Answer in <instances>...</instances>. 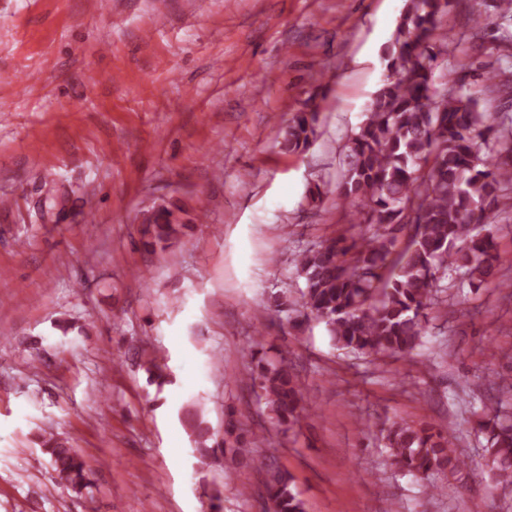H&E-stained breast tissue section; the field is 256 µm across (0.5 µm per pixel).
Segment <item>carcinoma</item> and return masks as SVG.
I'll return each mask as SVG.
<instances>
[{"mask_svg":"<svg viewBox=\"0 0 512 512\" xmlns=\"http://www.w3.org/2000/svg\"><path fill=\"white\" fill-rule=\"evenodd\" d=\"M443 13L442 0H407L383 50L391 74L345 146L339 179L307 187L312 203L336 194L366 232L342 233L325 246L297 252L294 263L305 288L291 304L275 300L278 311L297 313L294 327L322 322L338 348L360 357L411 353L422 343L439 293L458 278L474 288L512 287L500 274L493 231L497 213L512 210V115L504 112L493 123L484 99L463 78H448ZM315 120L314 112L297 114L285 130V150L307 149ZM147 227L166 244L184 225L163 208ZM401 232L407 240L399 251ZM251 379L279 423L298 421L304 395L288 360L261 366ZM476 428L487 438L499 481L512 485V421L485 412ZM224 433L237 444L264 443L259 434H245L231 413ZM192 436L199 453L224 448L222 441L208 445L213 434L200 417ZM384 439L388 463L404 474L426 479L465 466L448 437L429 425L394 422ZM42 447L59 485L81 493L90 474L68 440L51 435ZM267 474L268 512H306L287 472L270 463Z\"/></svg>","mask_w":512,"mask_h":512,"instance_id":"carcinoma-1","label":"carcinoma"}]
</instances>
